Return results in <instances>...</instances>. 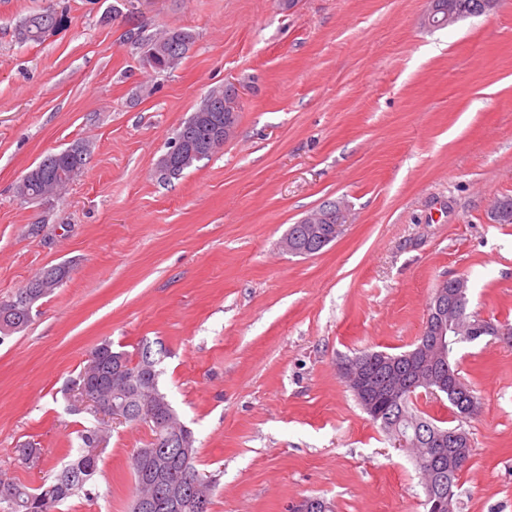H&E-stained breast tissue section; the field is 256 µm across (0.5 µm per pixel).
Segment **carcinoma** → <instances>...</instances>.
<instances>
[{
  "label": "carcinoma",
  "mask_w": 512,
  "mask_h": 512,
  "mask_svg": "<svg viewBox=\"0 0 512 512\" xmlns=\"http://www.w3.org/2000/svg\"><path fill=\"white\" fill-rule=\"evenodd\" d=\"M56 18L51 12L34 13L22 19L17 27L18 39L22 42H38L55 28ZM139 55V62L146 69L163 72L178 67L195 43V33L182 27H174L150 36L136 34L131 37ZM238 109L233 99L224 97V87L212 88L198 108L176 129L174 138H182V145H172L158 160V166L172 171L171 178L179 179L195 162L211 156L215 149L209 146L207 136L216 126L228 122L235 125ZM79 160H74L65 149L54 154L55 161L37 171L27 172L15 185L16 197L23 201H34L40 194L49 196L61 193L71 178L79 176L84 169L88 152L87 145L78 142ZM288 237L296 255H312L331 243L329 239L312 237L305 224H292ZM39 273L28 283L0 300V342L9 335L19 332L32 322L36 304L51 295L63 284V280L43 281ZM463 304L450 320L448 349L437 364L441 373L455 371L450 354L456 345L472 342L482 333L471 323L467 313L469 298L468 280L462 279ZM430 337L422 334L412 347L397 354H385L386 363L376 366L377 376L385 377L387 372L396 370L409 381L407 389L399 400L388 406L384 415L377 419L387 430L394 428L407 441V448L418 472L426 470L418 449L428 447L432 430H447L460 435L462 446L471 448L468 432L462 426H445L434 422L428 414L419 411L413 404V397L422 385L413 382L418 376V366L410 359L417 349L427 345ZM148 344L130 353L116 350L112 343L104 341L98 345L83 362L77 376L71 380L72 391L94 392L102 398L112 395V367L119 363L133 381L130 401L133 407H143L139 417L127 420L133 425L145 424L153 432L146 448H138L131 455L130 470L134 479L133 496L144 504L143 512H211L212 491L215 481L200 473L195 465L197 448L193 432L180 419L165 392L159 387V371L149 368L145 362ZM461 389L445 393L453 414L470 402L474 390L466 382H460ZM89 414L94 423L81 431V452L51 479H46L36 488L7 480H0V512H58V506L80 494L92 495L91 483L98 472V461L102 448L106 447L110 429L97 412ZM39 449L34 443L17 448V460L27 469L38 466ZM466 464L460 463L448 470V460L433 465L428 477L422 478L425 494L452 492L458 485ZM206 504V510H199V503Z\"/></svg>",
  "instance_id": "obj_1"
}]
</instances>
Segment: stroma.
Returning a JSON list of instances; mask_svg holds the SVG:
<instances>
[{"label": "stroma", "instance_id": "stroma-1", "mask_svg": "<svg viewBox=\"0 0 512 512\" xmlns=\"http://www.w3.org/2000/svg\"><path fill=\"white\" fill-rule=\"evenodd\" d=\"M429 0H0V298L67 264L31 325L0 342V477L35 487L93 422L68 391L103 341L150 342L160 385L215 481L212 512H424L405 450L338 373L365 350L411 348L443 279L470 314L512 323V0L441 28ZM54 9L39 43L24 16ZM183 27L177 69L142 68L126 31ZM234 84L222 149L161 182L159 158L207 92ZM90 146L61 196L15 183L44 156ZM346 221L320 252L281 241L324 202ZM479 402L454 512H512V347L453 355ZM144 425L114 423L93 497L58 512H130ZM36 443L37 468L15 461Z\"/></svg>", "mask_w": 512, "mask_h": 512}]
</instances>
